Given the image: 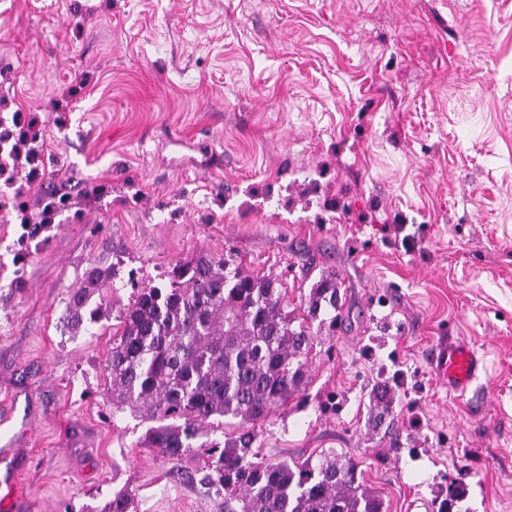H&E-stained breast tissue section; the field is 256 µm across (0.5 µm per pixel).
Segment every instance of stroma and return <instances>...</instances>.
<instances>
[{
  "instance_id": "obj_1",
  "label": "stroma",
  "mask_w": 512,
  "mask_h": 512,
  "mask_svg": "<svg viewBox=\"0 0 512 512\" xmlns=\"http://www.w3.org/2000/svg\"><path fill=\"white\" fill-rule=\"evenodd\" d=\"M0 129L44 124L43 179L0 181V407L29 512H224L103 400L111 326L64 327L90 262L121 300L204 252L311 320L308 383L257 425L265 461L336 451L386 512H512V0H0ZM67 196L50 224L15 207ZM485 360L464 394L432 354ZM394 396L386 429L370 396Z\"/></svg>"
}]
</instances>
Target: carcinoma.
<instances>
[{
    "instance_id": "obj_1",
    "label": "carcinoma",
    "mask_w": 512,
    "mask_h": 512,
    "mask_svg": "<svg viewBox=\"0 0 512 512\" xmlns=\"http://www.w3.org/2000/svg\"><path fill=\"white\" fill-rule=\"evenodd\" d=\"M116 278L113 266L90 263L68 290L65 328L78 333L117 321L105 399L150 423L143 447L175 462L206 438L203 481L224 495V512H386L357 464L333 450L316 461L255 460L256 424L307 382L310 334L293 326L274 280L200 254L173 264L168 283L146 285L118 304L108 299L119 290ZM325 298L336 301L329 284L316 289L308 316ZM227 423L237 426L234 436L207 439L211 426ZM101 512H134L132 495L114 493Z\"/></svg>"
}]
</instances>
